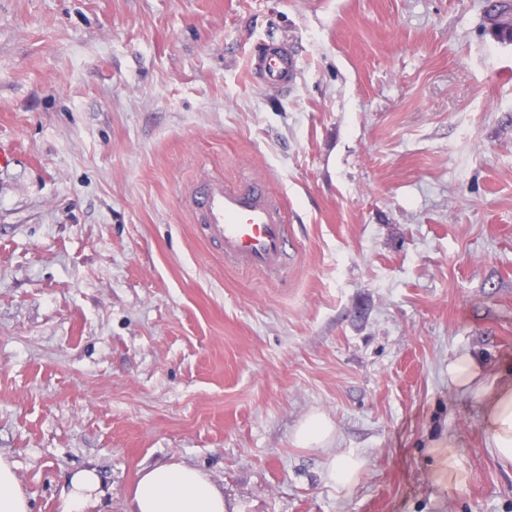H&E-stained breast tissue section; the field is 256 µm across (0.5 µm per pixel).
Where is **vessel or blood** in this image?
<instances>
[{
  "instance_id": "b4317fda",
  "label": "vessel or blood",
  "mask_w": 512,
  "mask_h": 512,
  "mask_svg": "<svg viewBox=\"0 0 512 512\" xmlns=\"http://www.w3.org/2000/svg\"><path fill=\"white\" fill-rule=\"evenodd\" d=\"M251 68L266 88L277 91L288 85L297 63L283 45L255 58ZM191 208L206 239L227 264L287 274L293 262L291 232L263 177L247 175L231 185L219 178L200 180L192 190Z\"/></svg>"
}]
</instances>
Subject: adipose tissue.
I'll return each instance as SVG.
<instances>
[{
  "instance_id": "1",
  "label": "adipose tissue",
  "mask_w": 512,
  "mask_h": 512,
  "mask_svg": "<svg viewBox=\"0 0 512 512\" xmlns=\"http://www.w3.org/2000/svg\"><path fill=\"white\" fill-rule=\"evenodd\" d=\"M449 374L457 392L478 399L489 448L512 465V369L489 377L479 360L464 354ZM100 487L96 468L75 471L62 488L61 512H88ZM130 512H224V496L203 471L170 463L142 471Z\"/></svg>"
}]
</instances>
